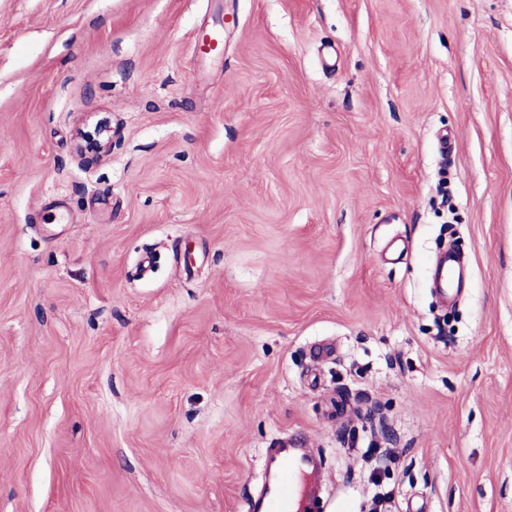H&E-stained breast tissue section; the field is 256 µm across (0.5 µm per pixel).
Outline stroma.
<instances>
[{"label":"stroma","mask_w":512,"mask_h":512,"mask_svg":"<svg viewBox=\"0 0 512 512\" xmlns=\"http://www.w3.org/2000/svg\"><path fill=\"white\" fill-rule=\"evenodd\" d=\"M287 436L512 512V0H0V512H248ZM96 122L92 130L79 128L76 134V154L80 159L87 154L99 158L112 151V127L110 122L101 119Z\"/></svg>","instance_id":"stroma-1"}]
</instances>
